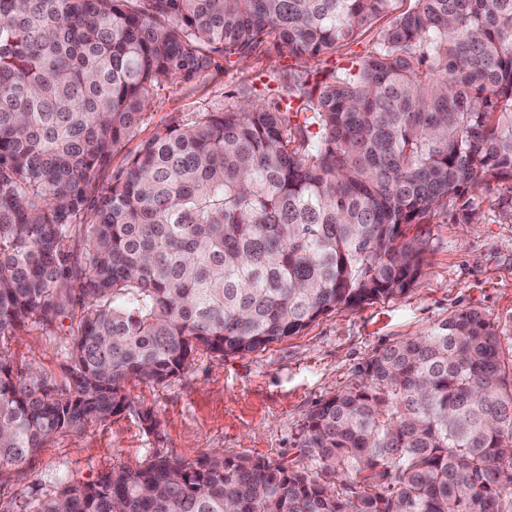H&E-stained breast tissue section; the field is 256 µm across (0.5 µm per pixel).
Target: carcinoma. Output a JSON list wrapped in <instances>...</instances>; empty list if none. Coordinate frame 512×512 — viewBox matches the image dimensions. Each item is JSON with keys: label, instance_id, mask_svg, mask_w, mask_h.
<instances>
[{"label": "carcinoma", "instance_id": "1", "mask_svg": "<svg viewBox=\"0 0 512 512\" xmlns=\"http://www.w3.org/2000/svg\"><path fill=\"white\" fill-rule=\"evenodd\" d=\"M392 2L0 0V340L70 336L62 388L0 349V480L199 347L263 350L406 294L425 249L404 230L512 180V0H414L351 66L288 74L298 105L174 119L98 191L153 89L267 42L334 52ZM299 446L310 471L161 457L26 512H512V348L460 311L375 351Z\"/></svg>", "mask_w": 512, "mask_h": 512}]
</instances>
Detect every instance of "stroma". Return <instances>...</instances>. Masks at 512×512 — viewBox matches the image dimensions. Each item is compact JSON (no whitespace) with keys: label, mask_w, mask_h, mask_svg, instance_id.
<instances>
[{"label":"stroma","mask_w":512,"mask_h":512,"mask_svg":"<svg viewBox=\"0 0 512 512\" xmlns=\"http://www.w3.org/2000/svg\"><path fill=\"white\" fill-rule=\"evenodd\" d=\"M410 5L394 0L356 43L333 54L295 57L287 50H262L234 63L220 62L185 85L155 88L143 122L102 169L98 185L108 189L113 171L124 166L156 129L194 112L223 111L244 100L277 97L280 76L291 70L316 82L354 56L376 46L379 31ZM471 220L447 213L411 227L426 243V263L402 297L335 309L299 335L265 350L229 355L198 351L189 369L163 384L132 380L130 410L105 422H89L56 437L27 467L0 481V512H24L28 500L59 493L70 483L97 481L121 468H138L165 457L192 465L217 450L225 457L250 456L290 467H310L299 446L301 428L323 399L359 384L374 352L398 340L421 336L453 314L475 309L498 322L504 343L512 342V181L482 185L473 196ZM14 366L36 364L56 386L67 380L64 336L38 327L4 342ZM149 409L160 424L144 430L137 412Z\"/></svg>","instance_id":"35a3bbf8"}]
</instances>
